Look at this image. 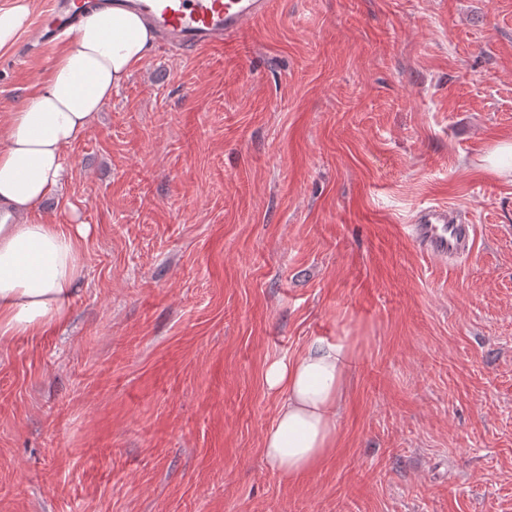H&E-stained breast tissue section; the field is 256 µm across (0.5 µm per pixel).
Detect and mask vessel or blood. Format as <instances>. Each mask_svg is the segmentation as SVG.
Returning a JSON list of instances; mask_svg holds the SVG:
<instances>
[{
  "label": "vessel or blood",
  "mask_w": 512,
  "mask_h": 512,
  "mask_svg": "<svg viewBox=\"0 0 512 512\" xmlns=\"http://www.w3.org/2000/svg\"><path fill=\"white\" fill-rule=\"evenodd\" d=\"M99 0H48L45 19L33 29L31 45L51 47L77 34L91 7ZM112 7L133 11L165 38L168 50L201 51L239 37L262 18L270 0H108ZM411 238L425 254L439 262L453 260L468 247L473 225L444 205L420 209L410 226Z\"/></svg>",
  "instance_id": "obj_1"
}]
</instances>
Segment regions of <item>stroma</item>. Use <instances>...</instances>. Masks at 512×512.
<instances>
[{"instance_id":"1","label":"stroma","mask_w":512,"mask_h":512,"mask_svg":"<svg viewBox=\"0 0 512 512\" xmlns=\"http://www.w3.org/2000/svg\"><path fill=\"white\" fill-rule=\"evenodd\" d=\"M57 49L0 50V126ZM512 0H273L151 49L39 223L89 228L67 321L0 339V512H512ZM474 227L414 245L420 208ZM351 337L320 468L262 439L270 360ZM410 224L411 239L425 254L438 262L453 260L468 247L472 224H463L458 213L446 205L420 209Z\"/></svg>"}]
</instances>
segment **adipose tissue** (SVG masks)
Here are the masks:
<instances>
[{
  "mask_svg": "<svg viewBox=\"0 0 512 512\" xmlns=\"http://www.w3.org/2000/svg\"><path fill=\"white\" fill-rule=\"evenodd\" d=\"M154 41L137 14L101 10L67 40L49 78L0 132V335L43 333L64 323L81 277L83 226L38 224L32 211L62 179L68 148L146 58ZM349 341L310 342L264 372L277 394L263 455L286 479L321 467L336 451L354 358Z\"/></svg>",
  "mask_w": 512,
  "mask_h": 512,
  "instance_id": "adipose-tissue-1",
  "label": "adipose tissue"
}]
</instances>
